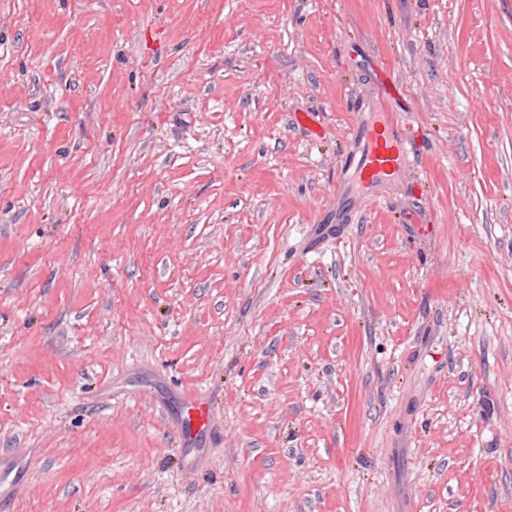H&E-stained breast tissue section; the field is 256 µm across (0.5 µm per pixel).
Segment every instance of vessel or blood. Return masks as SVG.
Listing matches in <instances>:
<instances>
[{"mask_svg":"<svg viewBox=\"0 0 512 512\" xmlns=\"http://www.w3.org/2000/svg\"><path fill=\"white\" fill-rule=\"evenodd\" d=\"M392 122L373 127L368 133L369 148L358 163L360 180L372 183L404 172L413 155L409 135L393 134ZM210 422L206 402L188 401L184 408L183 427L185 432L204 429Z\"/></svg>","mask_w":512,"mask_h":512,"instance_id":"obj_1","label":"vessel or blood"}]
</instances>
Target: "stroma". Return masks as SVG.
I'll return each mask as SVG.
<instances>
[{
	"instance_id": "1",
	"label": "stroma",
	"mask_w": 512,
	"mask_h": 512,
	"mask_svg": "<svg viewBox=\"0 0 512 512\" xmlns=\"http://www.w3.org/2000/svg\"><path fill=\"white\" fill-rule=\"evenodd\" d=\"M7 462L0 512H512V0H0ZM398 121L392 116L387 122L374 126L368 132L369 148L358 163L363 184L391 178L404 172L414 155L409 134H392ZM207 403L199 400H189L184 408V431L188 434L194 430L204 429L210 422Z\"/></svg>"
}]
</instances>
